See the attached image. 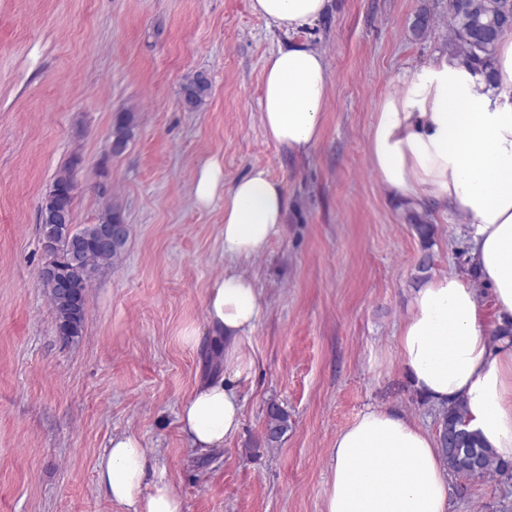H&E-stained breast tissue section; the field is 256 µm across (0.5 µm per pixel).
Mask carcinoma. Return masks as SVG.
Listing matches in <instances>:
<instances>
[{
	"label": "carcinoma",
	"instance_id": "1",
	"mask_svg": "<svg viewBox=\"0 0 512 512\" xmlns=\"http://www.w3.org/2000/svg\"><path fill=\"white\" fill-rule=\"evenodd\" d=\"M512 30V0H448V47L469 69L495 79L493 61L499 40ZM209 78L196 72L184 80L180 89L182 107L199 110L210 94ZM135 113L129 109L112 116L110 154L123 153L135 136ZM72 157L56 174L52 189L45 195L55 210L72 223L75 247L58 244L54 250L44 249L46 261L53 264L54 277L40 279L54 311L56 332L60 341L68 343L81 336L85 323V298L91 279L100 268L118 262L129 235L113 240L112 249H104L98 239V229L104 224H123L119 205L105 208L92 224H74L76 182L74 170L80 164ZM412 226L427 250L418 265L421 273L431 269L433 226L420 215L411 216ZM466 407L459 401L442 408L439 426L440 446L450 471L464 479L488 476H511L512 462L498 457L480 442L474 432L464 428ZM288 430V414L278 405L267 408L266 438L278 441Z\"/></svg>",
	"mask_w": 512,
	"mask_h": 512
}]
</instances>
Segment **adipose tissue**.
<instances>
[{"label": "adipose tissue", "mask_w": 512, "mask_h": 512, "mask_svg": "<svg viewBox=\"0 0 512 512\" xmlns=\"http://www.w3.org/2000/svg\"><path fill=\"white\" fill-rule=\"evenodd\" d=\"M330 0H250L268 27L287 34L263 62L259 100L266 137L293 155L319 142L330 81L322 51L297 32L316 23ZM497 84L457 58L410 73L384 99L368 151L383 189L407 206L429 201L467 217L479 278L451 273L415 291L396 335L407 378L438 407L466 405V427L501 458H512V345L485 329L479 286L491 290L497 324L512 321V35L498 43ZM224 200V273L209 285L206 323L224 371L179 405L180 430L197 456L223 447L240 428V382L253 359L242 340L264 307L243 265L264 255L285 220L282 185L262 165L232 185L214 157L197 171V207ZM99 493L128 512H182L166 468L133 434L113 436L96 465ZM449 473L437 436L387 408H367L333 441L323 512H448Z\"/></svg>", "instance_id": "obj_1"}]
</instances>
